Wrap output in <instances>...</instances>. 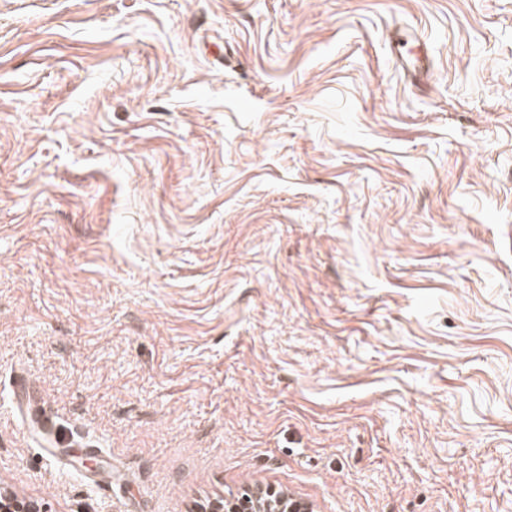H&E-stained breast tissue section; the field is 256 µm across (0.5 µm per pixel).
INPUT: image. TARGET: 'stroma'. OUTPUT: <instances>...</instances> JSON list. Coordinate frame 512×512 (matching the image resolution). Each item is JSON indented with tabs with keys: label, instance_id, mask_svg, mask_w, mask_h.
<instances>
[{
	"label": "stroma",
	"instance_id": "stroma-1",
	"mask_svg": "<svg viewBox=\"0 0 512 512\" xmlns=\"http://www.w3.org/2000/svg\"><path fill=\"white\" fill-rule=\"evenodd\" d=\"M268 487L512 512V0H0V490ZM393 43L392 50L397 62L400 63L404 70L412 74L415 81L421 83L424 77V71L419 64L421 48L417 46L418 40L412 35H406L402 38L394 39ZM415 47L418 49L417 52L414 51Z\"/></svg>",
	"mask_w": 512,
	"mask_h": 512
}]
</instances>
